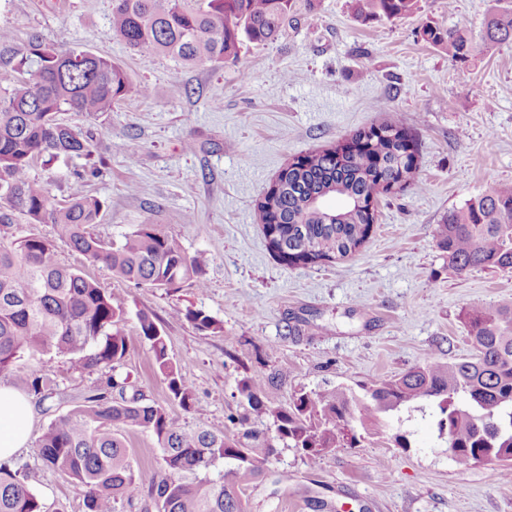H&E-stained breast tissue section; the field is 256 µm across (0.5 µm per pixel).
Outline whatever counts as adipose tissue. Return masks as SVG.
Here are the masks:
<instances>
[{"label": "adipose tissue", "instance_id": "adipose-tissue-1", "mask_svg": "<svg viewBox=\"0 0 512 512\" xmlns=\"http://www.w3.org/2000/svg\"><path fill=\"white\" fill-rule=\"evenodd\" d=\"M34 409L27 396L0 384V463H11L28 442Z\"/></svg>", "mask_w": 512, "mask_h": 512}]
</instances>
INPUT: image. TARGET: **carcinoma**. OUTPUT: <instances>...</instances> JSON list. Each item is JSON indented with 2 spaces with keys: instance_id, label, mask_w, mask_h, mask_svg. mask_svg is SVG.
<instances>
[{
  "instance_id": "cac0c4a2",
  "label": "carcinoma",
  "mask_w": 512,
  "mask_h": 512,
  "mask_svg": "<svg viewBox=\"0 0 512 512\" xmlns=\"http://www.w3.org/2000/svg\"><path fill=\"white\" fill-rule=\"evenodd\" d=\"M418 0H352L354 19L366 24L413 13ZM294 0H113L112 29L142 57L169 56L184 65L224 61L245 42L278 38ZM492 43L512 41V10L486 24ZM424 40L448 51L456 61L472 46L459 30L445 34L431 26ZM31 55L37 68L0 96V374L10 372L24 354L65 356L79 369L94 372L120 362L128 349L121 328L123 301L108 294L81 269L61 264L49 242L18 237L17 217L29 224H53L58 236L91 263L142 288L167 291L185 282L204 288L200 264L157 224H142L119 242L107 243L91 228L100 223L102 202L80 186L53 202L45 185L30 176L39 157L87 156L89 142L61 112H109L134 92L125 70L109 58L85 51H61L38 42ZM345 160L323 149L307 164L288 171V189L275 199L283 220L261 231L272 246L288 237V253L275 258L288 266L315 260L333 262L349 248L366 244L373 224L363 210L305 209L302 196L327 182L340 183L339 198L369 202L388 192L389 181L403 189H422L418 145L401 120L356 131ZM437 245L458 273L477 268L512 270V184H499L448 212L439 225ZM198 330L222 325L201 309H177ZM473 353L447 362L415 366L404 374L360 385L361 394L338 385L300 391L288 405L269 397L273 380L244 376L237 391L250 416L272 421L274 433L254 427L228 436L205 428L177 425L168 409L141 394L125 396V382L110 377L102 392L54 418L38 436L34 451L50 469L68 477L84 497L86 512H115L146 490L156 512H246L242 482L262 474L279 443L297 448L316 462L339 447L356 448L383 420L403 411L430 413L437 438L454 449L461 469L495 465L512 472V307H475L463 313ZM139 335L150 345L167 383L168 398L188 411L195 405L192 384L172 362L161 326L138 317ZM20 382L41 399L53 380L32 373ZM116 390L119 397L108 393ZM152 431L160 445L162 472H134L123 432ZM0 512H53L30 489L21 467L0 466Z\"/></svg>"
}]
</instances>
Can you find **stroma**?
I'll use <instances>...</instances> for the list:
<instances>
[{
	"label": "stroma",
	"mask_w": 512,
	"mask_h": 512,
	"mask_svg": "<svg viewBox=\"0 0 512 512\" xmlns=\"http://www.w3.org/2000/svg\"><path fill=\"white\" fill-rule=\"evenodd\" d=\"M351 0H294L286 31L267 44L243 43L237 59L192 67L168 56L144 58L112 30V0H0V92L28 77L21 65L41 40L87 51L121 65L131 95L111 111L62 113L88 135L87 158H40L30 169L51 200L71 187L104 203L94 233L121 239L158 224L202 262L205 290L184 283L152 291L91 265L56 239L49 224L18 226L22 236L52 241L60 263L83 268L127 311L125 357L87 373L68 358L42 368L51 397L32 399L33 435L82 404L108 377L127 393L168 405L186 428L240 431L237 382L275 377L273 395L287 404L298 390H322L394 376L429 361L467 356L464 309L512 305V271L458 274L437 247L448 211L492 186L512 183V43L484 40L487 20L512 0H419L418 10L388 22H357ZM464 31L467 61L449 59L425 41L426 25ZM400 118L419 145L423 191L380 198L377 222L352 257L291 267L270 253L256 202L290 159L348 138L356 129ZM204 310L221 322L202 332L173 309ZM160 320L168 353L192 381L196 405L168 402L166 383L138 314ZM408 433L410 448L393 437ZM134 470L161 467L147 430L124 434ZM30 488L56 512H85L83 497L43 465L32 446L16 458ZM247 512H512V481L488 467L460 469L436 439L430 419L391 420L363 447L337 448L318 464L280 447L262 474L242 486Z\"/></svg>",
	"instance_id": "1"
}]
</instances>
